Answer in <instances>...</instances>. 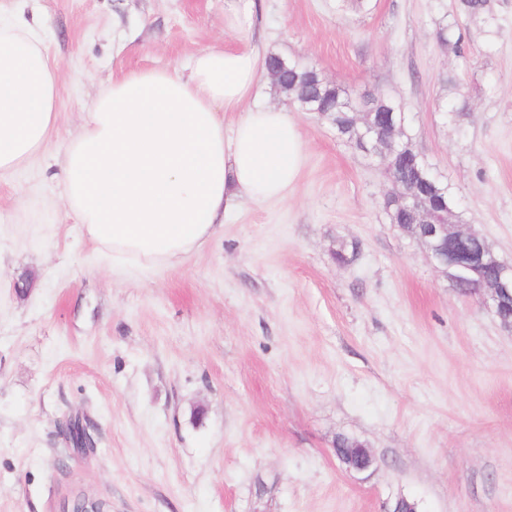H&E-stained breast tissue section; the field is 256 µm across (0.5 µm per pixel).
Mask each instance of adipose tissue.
I'll return each mask as SVG.
<instances>
[{"mask_svg": "<svg viewBox=\"0 0 512 512\" xmlns=\"http://www.w3.org/2000/svg\"><path fill=\"white\" fill-rule=\"evenodd\" d=\"M259 50L208 49L187 74L113 80L62 150L64 202L113 259L161 268L200 251L239 201L282 198L304 142L260 99ZM60 67L40 28L0 18V176L40 153L57 120ZM239 113L232 130L224 115Z\"/></svg>", "mask_w": 512, "mask_h": 512, "instance_id": "adipose-tissue-1", "label": "adipose tissue"}]
</instances>
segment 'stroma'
<instances>
[{"mask_svg":"<svg viewBox=\"0 0 512 512\" xmlns=\"http://www.w3.org/2000/svg\"><path fill=\"white\" fill-rule=\"evenodd\" d=\"M444 3L255 0L229 32L224 0H0L61 66L46 150L0 179V512H512V327L398 233L381 169L329 125L289 108L305 159L287 197L242 201L173 267L113 262L63 201L58 152L113 78L255 46L390 96L512 263V0L487 34ZM442 20L467 57L437 43ZM74 417L91 447L64 441ZM340 435L373 467L347 470Z\"/></svg>","mask_w":512,"mask_h":512,"instance_id":"1","label":"stroma"}]
</instances>
